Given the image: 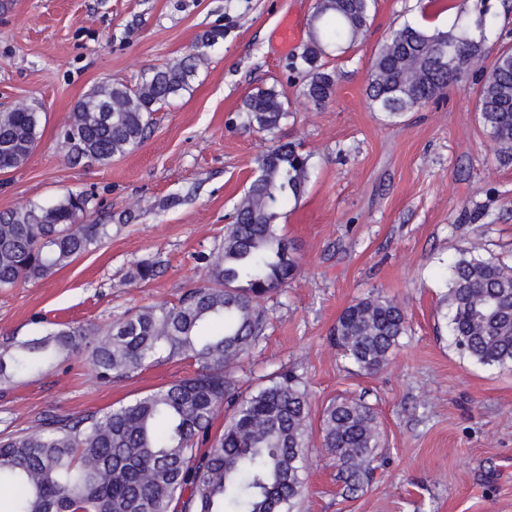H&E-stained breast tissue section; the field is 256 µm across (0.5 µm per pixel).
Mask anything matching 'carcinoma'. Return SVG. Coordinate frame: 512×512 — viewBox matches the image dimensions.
Returning a JSON list of instances; mask_svg holds the SVG:
<instances>
[{
  "instance_id": "carcinoma-1",
  "label": "carcinoma",
  "mask_w": 512,
  "mask_h": 512,
  "mask_svg": "<svg viewBox=\"0 0 512 512\" xmlns=\"http://www.w3.org/2000/svg\"><path fill=\"white\" fill-rule=\"evenodd\" d=\"M376 0H316L310 41L288 61L303 96L316 106L335 91L330 52L361 40ZM476 22L456 20L446 31L407 24L388 36L372 60L366 94L378 112H412L470 76L479 77L481 122L502 154L512 156V47L498 49L490 68L486 40ZM172 65L149 69L132 87L122 80L85 95L69 113V158L100 166L147 138L153 114L191 87L206 50ZM456 61L436 66L443 47ZM111 111L101 112L103 104ZM248 125L277 127L287 115L273 88L243 101ZM43 113L0 112V173L28 162L41 137ZM310 157L295 144L275 146L256 159V176L235 208L224 245L206 257V283L174 306L147 307L107 329L59 324L0 350V383L89 352L100 381L164 359H190L193 374L156 387L102 412L42 420L40 429L0 439V485L15 489L12 512H292L305 491L309 438L308 395L281 373L256 392L237 391L235 371L264 334L258 303L280 290L298 268L280 233V211L300 197ZM92 196L68 192L51 206L31 205L0 216V288L42 281L110 236L112 225L79 220ZM461 250L449 265L448 307L452 345L486 366L512 369V265ZM406 333L402 307L385 297L347 306L336 320V350L359 371L381 370ZM224 429L211 433L222 408ZM323 447L340 467L347 491L362 489L380 446L374 409L342 399L321 416Z\"/></svg>"
}]
</instances>
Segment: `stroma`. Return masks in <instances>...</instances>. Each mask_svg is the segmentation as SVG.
Wrapping results in <instances>:
<instances>
[{
  "instance_id": "35a3bbf8",
  "label": "stroma",
  "mask_w": 512,
  "mask_h": 512,
  "mask_svg": "<svg viewBox=\"0 0 512 512\" xmlns=\"http://www.w3.org/2000/svg\"><path fill=\"white\" fill-rule=\"evenodd\" d=\"M0 10V112L44 114L30 160L0 174V213L49 206L67 192L93 195L112 235L53 276L0 289V344L41 323L108 327L138 309L175 304L204 282V256L224 243L230 215L258 155L292 141L311 163L302 196L282 211L300 259L294 279L264 298L266 329L236 373L249 394L287 372L309 393L312 417L331 402L371 405L383 430L376 468L347 493L319 429L308 441L305 497L295 512H512V370L480 365L451 346L446 270L472 239L483 256L512 263V161L500 162L474 110L478 88L392 117L366 96L371 62L404 24L445 29L485 13L487 44H512L501 0H377L366 36L330 57L332 99L306 100L286 64L309 42L316 0H8ZM296 38L275 36L284 20ZM223 31L188 92L153 115L145 142L99 166L68 157L62 129L77 101L119 79L177 61L201 35ZM275 88L288 103L279 128L248 126L244 97ZM158 275L131 280L141 261ZM390 298L407 334L379 373L337 353L331 331L354 301ZM170 360L102 383L86 355L0 384V437L31 433L125 403L189 375Z\"/></svg>"
}]
</instances>
